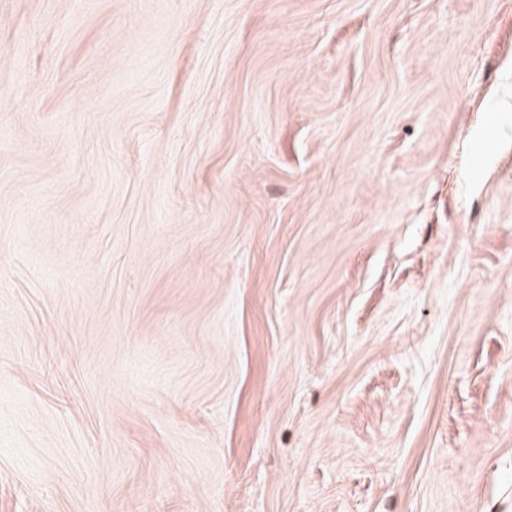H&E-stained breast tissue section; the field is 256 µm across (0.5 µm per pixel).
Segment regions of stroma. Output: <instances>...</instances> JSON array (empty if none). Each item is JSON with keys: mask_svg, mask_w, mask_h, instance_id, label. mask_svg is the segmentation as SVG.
<instances>
[{"mask_svg": "<svg viewBox=\"0 0 512 512\" xmlns=\"http://www.w3.org/2000/svg\"><path fill=\"white\" fill-rule=\"evenodd\" d=\"M0 512H512V0H0Z\"/></svg>", "mask_w": 512, "mask_h": 512, "instance_id": "stroma-1", "label": "stroma"}]
</instances>
